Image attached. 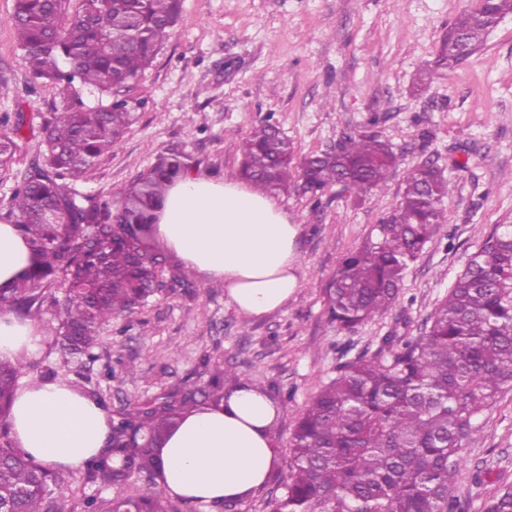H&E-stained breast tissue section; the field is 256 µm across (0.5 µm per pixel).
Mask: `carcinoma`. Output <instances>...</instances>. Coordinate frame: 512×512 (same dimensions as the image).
<instances>
[{"label":"carcinoma","instance_id":"carcinoma-1","mask_svg":"<svg viewBox=\"0 0 512 512\" xmlns=\"http://www.w3.org/2000/svg\"><path fill=\"white\" fill-rule=\"evenodd\" d=\"M14 0L17 49L32 80L67 95L48 123L45 149L14 189L9 214L33 262L0 288V310L21 318L56 309L52 337L63 353L98 360L102 327L144 305L166 267L152 243L167 187L188 164L174 157L119 192L121 204L81 199L72 184L95 177L99 160L126 134L141 103L89 105L85 95L120 92L149 68L181 16L183 0ZM512 0L467 10L443 39L439 65L453 69L483 45ZM23 113L0 116V165L18 148ZM293 143L268 118L242 146V175L265 194L301 181L317 198L342 185L358 193L386 183L393 145L374 132L348 134L336 150L293 164ZM451 183L432 165L413 169L378 236L342 261L326 288L328 322L347 331L397 300L404 274L435 224H448ZM67 286L61 303L51 288ZM23 361H0V512H63V478L36 463L12 439L10 406ZM250 381L233 370L212 375L202 392L164 394L117 413L106 447L85 479L118 487L130 475L157 474L155 448L185 413L219 407ZM512 385V224L496 227L457 275L418 336L388 334L371 355L338 367L312 398L290 437L284 492L272 512H465L455 472L465 440L503 387ZM158 487L139 495L90 497L87 512H169ZM484 512H512V485L498 488Z\"/></svg>","mask_w":512,"mask_h":512}]
</instances>
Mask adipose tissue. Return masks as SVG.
Listing matches in <instances>:
<instances>
[{
	"label": "adipose tissue",
	"instance_id": "ef3b65f1",
	"mask_svg": "<svg viewBox=\"0 0 512 512\" xmlns=\"http://www.w3.org/2000/svg\"><path fill=\"white\" fill-rule=\"evenodd\" d=\"M299 225L268 196L234 180L185 175L168 190L156 237L186 266L223 281L230 302L250 317L285 306L299 286ZM31 251L14 225L0 224V287L30 267ZM44 337L34 324L0 313V360L37 353ZM277 408L250 385L221 407L186 413L157 448V483L193 501L232 502L255 491L275 464ZM12 437L52 469L87 464L103 448L106 415L64 380L29 381L16 392Z\"/></svg>",
	"mask_w": 512,
	"mask_h": 512
}]
</instances>
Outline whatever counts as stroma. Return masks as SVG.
Listing matches in <instances>:
<instances>
[{"mask_svg":"<svg viewBox=\"0 0 512 512\" xmlns=\"http://www.w3.org/2000/svg\"><path fill=\"white\" fill-rule=\"evenodd\" d=\"M0 0V114L23 112L27 128L0 166V217L22 174L40 155L44 126L63 112V93L33 84ZM474 0H184L182 16L152 67L122 88L139 101L137 121L77 192L116 198L140 173L178 155L199 176L235 180L240 145L273 118L296 158L333 148L343 135L373 130L397 149L386 185L357 195L334 186L320 204L300 188L275 200L297 242L299 286L271 314L248 317L224 283L168 257L161 292L100 332L93 363L53 344L31 356L25 377L74 381L84 373L110 414L182 389H205L215 369L260 384L278 407L276 463L266 483L231 505L171 498L175 512H271L283 491L297 419L338 364L377 350L382 336L422 332L469 255L494 225L512 224V15L454 70L434 62L455 18ZM433 162L454 186L450 223L436 225L384 315L345 332L328 323L324 290L342 259L361 248L397 203L411 170ZM512 484V388L503 389L461 452L455 493L483 512L498 484Z\"/></svg>","mask_w":512,"mask_h":512,"instance_id":"obj_1","label":"stroma"}]
</instances>
